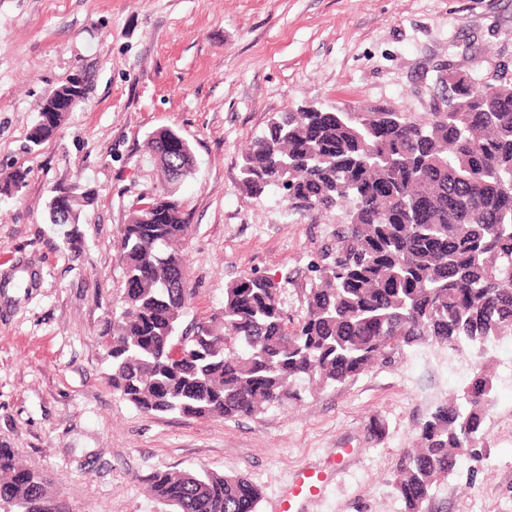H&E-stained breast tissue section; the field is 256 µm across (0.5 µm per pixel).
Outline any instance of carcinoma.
<instances>
[{
    "label": "carcinoma",
    "mask_w": 512,
    "mask_h": 512,
    "mask_svg": "<svg viewBox=\"0 0 512 512\" xmlns=\"http://www.w3.org/2000/svg\"><path fill=\"white\" fill-rule=\"evenodd\" d=\"M448 73V95L428 112L299 107L245 152L250 195L282 186L294 206L342 213L296 322L280 283L246 275L224 289L219 313L183 326L188 224L168 156L194 160L177 131H154L147 147L163 208L152 197L137 204L119 237L124 277L144 286L112 312L113 391L143 413L252 417L298 400L306 382L342 383L406 347L466 354L473 377L421 423L392 483L405 512H428L460 457L487 447L489 353L512 339V81L472 84L460 66ZM90 204L88 194L75 197L64 218L51 203L50 222L78 224ZM147 482L168 512H257L261 496L243 477L204 468ZM0 512H61L39 471L4 446Z\"/></svg>",
    "instance_id": "carcinoma-1"
}]
</instances>
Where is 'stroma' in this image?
I'll list each match as a JSON object with an SVG mask.
<instances>
[{
	"label": "stroma",
	"mask_w": 512,
	"mask_h": 512,
	"mask_svg": "<svg viewBox=\"0 0 512 512\" xmlns=\"http://www.w3.org/2000/svg\"><path fill=\"white\" fill-rule=\"evenodd\" d=\"M512 63V0H0V444L42 472L66 512H166L146 478L203 467L246 477L276 512L294 470L348 449L305 512H404L393 491L414 428L473 374L434 347L395 352L341 384L250 418L144 414L114 393L105 339L123 296L117 242L159 185L146 141L176 130L196 165L177 196L195 294L186 323L218 313L246 274L305 311L310 265L340 217L243 185L242 155L305 105L428 111L439 69ZM82 76L86 98L40 145L38 104ZM90 193L60 229V189ZM491 369L490 446L433 491L432 512H512V341ZM91 204V196L84 194L80 197H75V202L69 211L66 218H62L60 212L55 209V205L50 202L49 204V215L51 224L58 226H64L65 224H77L80 221L82 207L89 206Z\"/></svg>",
	"instance_id": "obj_1"
}]
</instances>
